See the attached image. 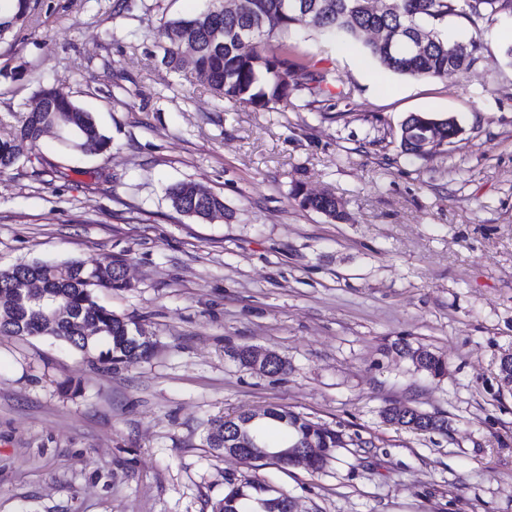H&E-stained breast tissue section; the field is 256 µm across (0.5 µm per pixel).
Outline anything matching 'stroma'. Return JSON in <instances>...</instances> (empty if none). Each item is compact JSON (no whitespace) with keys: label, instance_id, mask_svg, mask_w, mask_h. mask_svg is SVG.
I'll use <instances>...</instances> for the list:
<instances>
[{"label":"stroma","instance_id":"1","mask_svg":"<svg viewBox=\"0 0 512 512\" xmlns=\"http://www.w3.org/2000/svg\"><path fill=\"white\" fill-rule=\"evenodd\" d=\"M114 3L39 0L0 43V67L42 77L111 140L81 153L47 137L0 173V269L124 255L130 288L98 302L154 349L111 372L50 337L0 336V512H211L229 477L268 481L297 512H512V15L449 17L479 58L437 78L292 29L276 43L336 84L314 109L255 112L160 62L159 29L203 0ZM34 90L0 76V137ZM412 114L462 132L415 158L399 135ZM177 181L223 198V218L176 213ZM298 184L342 219L301 208ZM397 341L445 356L447 375L415 371ZM243 345L287 371L241 366ZM391 404L446 415L447 434L385 423ZM271 407L345 447L316 472L208 447L213 419Z\"/></svg>","mask_w":512,"mask_h":512}]
</instances>
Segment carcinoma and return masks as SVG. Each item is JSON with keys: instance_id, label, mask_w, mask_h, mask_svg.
<instances>
[{"instance_id": "obj_1", "label": "carcinoma", "mask_w": 512, "mask_h": 512, "mask_svg": "<svg viewBox=\"0 0 512 512\" xmlns=\"http://www.w3.org/2000/svg\"><path fill=\"white\" fill-rule=\"evenodd\" d=\"M38 3L39 0H14L10 12L0 13V42L29 24ZM307 7L319 17L315 29L352 39L380 29L428 31L430 37L420 47L407 42L390 49L374 40L366 44L368 54L381 67L411 77H441L450 71L468 69L477 61L476 41L451 42L443 35L441 27L449 16L462 13L476 21L499 13L512 14V0H391V9L378 12L366 8V0H307ZM307 25L309 20L302 7L293 6V0H243L234 12L224 11L221 0H206L197 14L165 24L160 32L166 41L161 62L172 71L179 70V42H193L197 46L196 78L218 98L266 110L286 104L291 96L304 92L310 97L305 106L311 107L330 93L329 86L336 82L335 73L310 71L290 59L288 46L271 47L276 34ZM245 34L252 35L258 44L250 54L241 53L237 47L238 37ZM430 125L436 128L439 141L421 155L416 152L415 141ZM48 127L62 132L59 142L71 151L86 152L93 146L102 152L110 145L90 112L41 85L13 131L0 138V172L13 167L24 155L25 147L37 146ZM460 132L457 124L446 119L411 116L401 125L400 142L406 153L425 159L440 152ZM197 188L193 182L170 185L166 194L172 208L202 220L224 217V200L213 193L200 195ZM293 196L306 210L332 220L342 218L340 204L334 198L312 196L302 185L294 188ZM124 265L125 259L114 256L91 267L79 261H32L0 269V335L51 336L113 370L140 362L153 349L147 330L96 300L100 288L122 291L130 287L124 277ZM33 282L65 307L67 314L55 318L14 292ZM392 348L411 361L416 370L434 379L448 372L445 359L427 347L395 342ZM419 427L446 435L448 418L430 413ZM206 441L219 453L238 448L250 462L267 460L277 465L287 464L279 454L299 442H313L329 452L346 446L340 434L275 407L253 422L241 414L221 417L214 421ZM226 484L227 491L213 503L212 512H291L288 494L273 495L264 482L228 478Z\"/></svg>"}]
</instances>
